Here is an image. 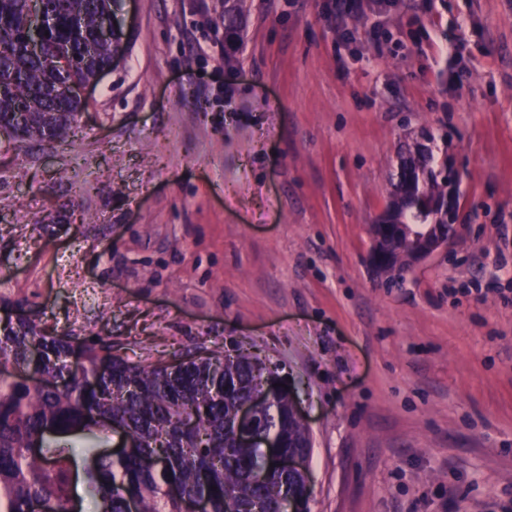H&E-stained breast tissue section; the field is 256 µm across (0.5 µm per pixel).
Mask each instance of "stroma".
<instances>
[{
	"label": "stroma",
	"mask_w": 512,
	"mask_h": 512,
	"mask_svg": "<svg viewBox=\"0 0 512 512\" xmlns=\"http://www.w3.org/2000/svg\"><path fill=\"white\" fill-rule=\"evenodd\" d=\"M124 0L72 141L0 135V301L145 364L248 351L312 431L310 512H512V0ZM448 250L367 263L399 149ZM247 0H224V43L233 50L245 28Z\"/></svg>",
	"instance_id": "stroma-1"
}]
</instances>
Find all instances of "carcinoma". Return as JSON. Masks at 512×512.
<instances>
[{"label": "carcinoma", "mask_w": 512, "mask_h": 512, "mask_svg": "<svg viewBox=\"0 0 512 512\" xmlns=\"http://www.w3.org/2000/svg\"><path fill=\"white\" fill-rule=\"evenodd\" d=\"M120 0H0V122L21 140L65 143L87 104L67 95L74 80L89 81L108 67L112 49L99 30ZM247 0H224V43L234 49L246 23ZM40 9L54 26L41 51L27 49V27ZM427 144L398 155L393 195L402 241L431 234L433 203L448 196V181ZM259 358L207 350L177 368L169 361L134 363L112 350V339L52 333L30 319L0 325V512H69L81 474L95 512H181L166 490L179 486L204 498L209 512H280L301 492V477L268 466L263 442L286 450L305 437L284 391L261 409L260 432L247 448L235 439V410L250 396ZM45 378L43 385L36 384ZM196 419L186 430L182 417ZM117 426L136 448L114 456L101 450L102 434ZM82 471H77V459ZM264 473L258 481L256 472Z\"/></svg>", "instance_id": "carcinoma-1"}]
</instances>
